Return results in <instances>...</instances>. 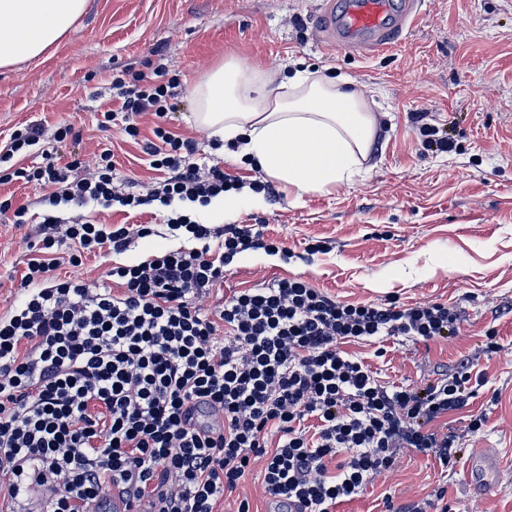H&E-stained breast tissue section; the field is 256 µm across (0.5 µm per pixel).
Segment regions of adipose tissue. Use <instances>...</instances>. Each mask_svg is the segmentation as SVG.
I'll use <instances>...</instances> for the list:
<instances>
[{"label": "adipose tissue", "instance_id": "obj_1", "mask_svg": "<svg viewBox=\"0 0 512 512\" xmlns=\"http://www.w3.org/2000/svg\"><path fill=\"white\" fill-rule=\"evenodd\" d=\"M86 0H0V68L42 56L82 16ZM199 128L233 145L295 197L323 193L359 173L377 138L365 93L318 72L277 76L236 58L190 90Z\"/></svg>", "mask_w": 512, "mask_h": 512}]
</instances>
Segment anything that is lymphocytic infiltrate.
<instances>
[{
    "label": "lymphocytic infiltrate",
    "instance_id": "obj_1",
    "mask_svg": "<svg viewBox=\"0 0 512 512\" xmlns=\"http://www.w3.org/2000/svg\"><path fill=\"white\" fill-rule=\"evenodd\" d=\"M147 60L113 82L125 133L155 118L143 151L164 172L149 192L118 179L110 148L93 166L42 151L19 166L44 133L16 130L0 147V185L37 184L41 219L28 244L20 292L0 314V496L31 489L38 512H91L118 493L146 512H215L253 468L267 512H334L394 471L400 449L457 461L448 419L468 411L487 379L461 360L420 386H387L350 342L458 336L461 313L440 302L337 301L300 277L201 301L224 283L241 253L279 252L260 224L214 226L179 212L168 220L184 246L137 264H114L105 282L60 275L87 256L122 254L150 237L145 224H93L80 211L158 201L208 205L238 189L221 165L194 160L196 142L166 122L176 79Z\"/></svg>",
    "mask_w": 512,
    "mask_h": 512
}]
</instances>
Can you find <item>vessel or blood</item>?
<instances>
[{"mask_svg": "<svg viewBox=\"0 0 512 512\" xmlns=\"http://www.w3.org/2000/svg\"><path fill=\"white\" fill-rule=\"evenodd\" d=\"M419 0H345L342 11L325 4L317 22L323 47L381 49L390 45L418 15ZM503 461L498 450L477 449L464 471L468 493L481 497L502 484Z\"/></svg>", "mask_w": 512, "mask_h": 512, "instance_id": "vessel-or-blood-1", "label": "vessel or blood"}]
</instances>
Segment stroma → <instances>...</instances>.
Segmentation results:
<instances>
[{
    "label": "stroma",
    "mask_w": 512,
    "mask_h": 512,
    "mask_svg": "<svg viewBox=\"0 0 512 512\" xmlns=\"http://www.w3.org/2000/svg\"><path fill=\"white\" fill-rule=\"evenodd\" d=\"M322 7L323 0H87L83 15L42 57L0 69V143L39 120L67 122L82 140L63 143V152H80L90 164L107 144L119 177L137 187L155 181L122 120L103 131L98 124L113 106V79L160 52L179 79L170 130L196 140L201 155L223 162L247 187L262 180V172L225 158L206 131L188 123L191 86L228 56L273 72L286 67L352 79L372 97L380 128L362 171L331 192L298 201L279 186L261 205L229 217L201 209L208 224L265 225L267 235L289 249L285 257L242 253L227 267L219 295L204 304L297 276L348 303L456 306L461 332L448 341L391 338L348 349L394 385L421 384L471 359L487 377L471 405L488 411L486 428L465 434L448 470L401 449L395 472L375 477L361 497L338 504L336 512H385L386 501L421 500L441 486L453 512H512V0H421L414 26L373 52L321 48L314 21ZM416 112L448 132L451 151L422 147ZM170 212L158 202L137 213L85 208L88 220L150 224L155 234L135 250L88 257L76 275L97 280L111 264L145 261L180 246L165 224ZM25 236L0 220V313L16 299ZM322 239L329 252H308V243ZM490 330L500 344L493 354L484 351ZM478 448L498 449L505 459L501 491L482 500L461 484Z\"/></svg>",
    "instance_id": "stroma-1"
}]
</instances>
